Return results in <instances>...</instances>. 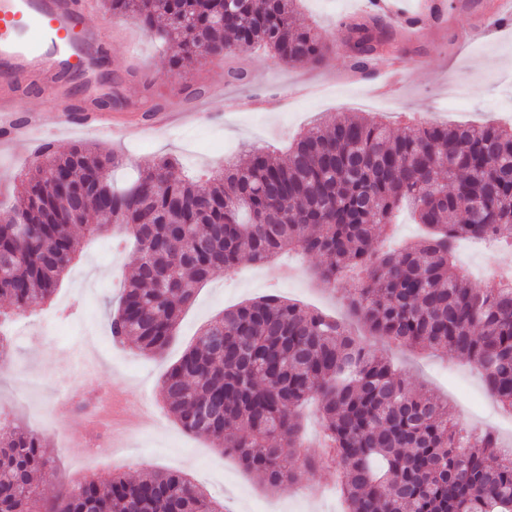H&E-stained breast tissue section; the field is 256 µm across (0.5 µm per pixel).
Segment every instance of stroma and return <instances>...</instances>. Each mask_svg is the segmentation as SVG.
I'll return each mask as SVG.
<instances>
[{"instance_id": "35a3bbf8", "label": "stroma", "mask_w": 512, "mask_h": 512, "mask_svg": "<svg viewBox=\"0 0 512 512\" xmlns=\"http://www.w3.org/2000/svg\"><path fill=\"white\" fill-rule=\"evenodd\" d=\"M445 2L440 22L410 34V53L392 77L393 90L382 96L339 78L348 66L339 22L362 14L369 0H301L303 14L333 44L319 64H286L271 52L248 49L207 63L187 60L176 69L169 67L170 51L154 33L95 7L78 15V27L97 26L107 33L108 69L129 71L128 93L162 101L167 121L146 133L141 113L125 112L119 121L134 123L127 135L78 124L54 133L53 146L63 152L88 143L102 153H124L130 166L115 175L123 184L137 165L164 156L177 159L191 176L222 165L228 153L243 162L247 149L285 148L311 121L340 112L365 113L393 131L410 118L512 125V83L503 66L512 62V35L485 37L490 0ZM233 66L248 70L250 84L229 81ZM196 83L209 87L208 97L188 99L186 88ZM187 112L198 113L194 124H184ZM33 161L31 146L0 147L1 203H13L14 180ZM319 262L314 255L286 256L261 267L242 265L230 282L221 275L211 279L183 311L168 349L153 357L113 341L108 326L132 274L128 245L108 233L84 243L51 302L10 315L0 327L11 340V362L0 366V415L45 437L55 476L41 485L42 499L85 478L106 481L123 471L178 470L223 501L228 512H343L334 469L324 466L302 485L268 490L235 457L184 430L167 412L161 394L165 372L204 324L226 307L271 292L347 318L353 335H366L364 323L347 316L345 289H328L315 277ZM372 346L414 387L447 402L452 414H469L503 430L512 426L511 412L485 400L480 376L467 360L381 340ZM104 392L114 397L109 417L98 415L94 406Z\"/></svg>"}]
</instances>
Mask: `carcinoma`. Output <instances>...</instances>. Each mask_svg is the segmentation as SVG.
Listing matches in <instances>:
<instances>
[{"label": "carcinoma", "instance_id": "cac0c4a2", "mask_svg": "<svg viewBox=\"0 0 512 512\" xmlns=\"http://www.w3.org/2000/svg\"><path fill=\"white\" fill-rule=\"evenodd\" d=\"M297 0H102L176 48L169 61L264 48L280 61L318 64L330 49ZM349 66L368 71L404 54L375 11L342 24ZM108 165V179L95 173ZM123 155L89 144L48 147L20 182L19 206L0 212V299L24 313L52 299L88 236L112 228L136 242L134 273L110 314L113 339L163 353L200 286L244 263L290 251L321 254L326 287L346 289L369 334L477 364L488 394L512 412V287L476 288L455 260L461 236L512 243V127L406 124L394 136L340 112L284 152L256 151L181 176L167 157L114 184ZM415 206L426 237L383 250L394 210ZM168 411L258 473L266 487L298 485L326 464L345 512H512V458L491 433L462 434L448 405L405 376L344 322L277 294L224 310L165 373ZM316 399L323 455L303 453L299 409ZM37 432L0 420V512H37L34 478L54 476ZM43 512H224L181 471L59 492Z\"/></svg>", "mask_w": 512, "mask_h": 512}]
</instances>
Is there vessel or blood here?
Wrapping results in <instances>:
<instances>
[{"instance_id": "b4317fda", "label": "vessel or blood", "mask_w": 512, "mask_h": 512, "mask_svg": "<svg viewBox=\"0 0 512 512\" xmlns=\"http://www.w3.org/2000/svg\"><path fill=\"white\" fill-rule=\"evenodd\" d=\"M389 18L410 26L443 13L444 0H377ZM79 0H0V79L40 80L49 93H57L63 74L79 76L85 95L99 93L96 81V48L104 41L99 28L75 33ZM512 30V0H494V20L488 35ZM44 128L38 111L18 117L14 108L0 106V143L34 141Z\"/></svg>"}]
</instances>
